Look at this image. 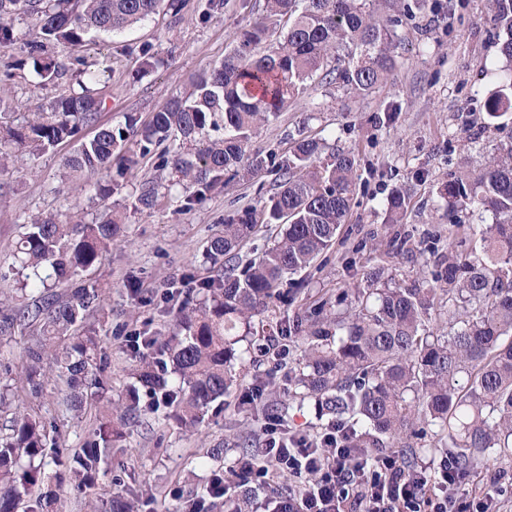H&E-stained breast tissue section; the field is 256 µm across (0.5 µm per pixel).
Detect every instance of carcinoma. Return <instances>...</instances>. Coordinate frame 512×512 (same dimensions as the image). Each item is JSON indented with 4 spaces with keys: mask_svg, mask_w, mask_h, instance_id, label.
<instances>
[{
    "mask_svg": "<svg viewBox=\"0 0 512 512\" xmlns=\"http://www.w3.org/2000/svg\"><path fill=\"white\" fill-rule=\"evenodd\" d=\"M162 3L182 18L185 0H0V49L21 42L24 53L3 64L0 90L28 64L44 85L73 75L78 85L19 124L0 115V168L8 167L15 148L38 156L72 142L66 177L100 176L93 188L103 207L90 222L37 214L22 224L10 267L24 272L21 299L0 306V335L18 330L27 336L20 364L4 366L10 383L0 391V408L15 407L8 433L0 436V512H63L71 496L84 512H143L149 497L142 489L97 495L108 463L124 455L127 431L140 424L139 387L150 390L152 413L197 430L238 386L234 345L254 334L256 322L269 332L254 349L275 366L282 353L272 337H298L288 397L330 416L337 442L377 452L395 447L412 471L415 439L428 430L462 474L490 458L512 459V142L500 145L475 179L457 178L440 191L446 205L489 212L494 222L482 229L479 243L460 240L443 254L444 271L429 287H403L377 266L364 273L366 287L353 289L346 311L322 298L301 315L277 316L288 277L336 242L354 198L358 158L301 136L278 159L251 151L252 137L313 83L335 84L354 96L387 83L396 27L411 6L404 0H265L264 14L189 92L172 97L147 122L128 112L123 124L97 126L84 136L96 126L103 100L78 49L90 34L142 22ZM492 7L507 65L492 72L497 90L487 105L490 119L512 109V0H492ZM23 19L31 20L34 36L17 28ZM55 46L69 49L66 61L50 54ZM133 138L141 155L175 171L183 211L227 179L273 172L275 180L261 208L244 209L211 238L209 275L190 271L168 284L160 313L175 331L165 339L157 329H138V385L114 403L103 350L107 330L96 319L110 305L112 289L83 277L102 265L121 230L108 201L122 192L135 163L127 149ZM159 199L158 187L145 183L139 209L150 211ZM406 207L404 194L393 191L386 223H401ZM272 224L279 225L272 246L241 263L243 245ZM445 308L448 332L435 334L428 323ZM51 383L67 393L74 417L95 414L92 430L65 454L52 422L20 409L42 398ZM240 405L267 419L286 415L273 401ZM176 499L179 512L220 506L207 485L178 490Z\"/></svg>",
    "mask_w": 512,
    "mask_h": 512,
    "instance_id": "1",
    "label": "carcinoma"
}]
</instances>
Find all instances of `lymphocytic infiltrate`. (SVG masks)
<instances>
[{"label": "lymphocytic infiltrate", "instance_id": "f902f5d3", "mask_svg": "<svg viewBox=\"0 0 512 512\" xmlns=\"http://www.w3.org/2000/svg\"><path fill=\"white\" fill-rule=\"evenodd\" d=\"M298 478L296 490L270 499L261 491L281 475ZM233 481H220L224 512H240L241 492L270 512H497L493 496L463 491L454 461L444 457L408 471L396 454L338 444L335 427L313 438L290 435L272 422L258 452L234 462Z\"/></svg>", "mask_w": 512, "mask_h": 512}]
</instances>
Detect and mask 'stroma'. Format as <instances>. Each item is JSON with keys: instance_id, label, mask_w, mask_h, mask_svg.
<instances>
[{"instance_id": "stroma-1", "label": "stroma", "mask_w": 512, "mask_h": 512, "mask_svg": "<svg viewBox=\"0 0 512 512\" xmlns=\"http://www.w3.org/2000/svg\"><path fill=\"white\" fill-rule=\"evenodd\" d=\"M198 2L189 0L191 8L181 21L162 10L130 29L86 43L81 53L104 99L99 124H119L128 112L150 119L171 96L188 91L199 72L221 62L264 6V0H224L223 11L202 19L193 10ZM494 31L490 0H421L398 28L401 44L392 82L363 98L332 84L316 85L257 131L252 148L265 154H287L289 136L301 131L337 149L354 151L360 159L354 202L338 241L300 273L306 295L280 303V314L290 317L304 311L306 300L335 299L343 289L364 287L363 270L377 265L385 266L397 283L422 284L439 271L435 254L445 251L453 225L492 223L491 213L447 208L439 190L451 177H475L497 147L512 139V116L487 119L495 88L490 72L506 64ZM141 45L152 47L159 64L140 78L136 72L141 59L134 49ZM68 89V84L44 86L29 71L17 72L7 91L14 119L26 118ZM386 112L394 113L392 124L379 123ZM71 151L68 143L41 156L20 149L8 170L0 173L1 264L10 263L28 216L77 215L87 222L95 216L97 202L76 195L60 179ZM125 181L122 195L112 199L113 210L122 217V233L108 261L93 274L112 287L107 352L116 398L135 381L126 333L145 325L162 328L157 304L167 283L185 270H201L207 243L224 220L258 206L273 187L269 175L237 179L218 187L192 210L182 211L177 203L182 186L174 184L170 170L156 169L152 158L138 159ZM146 182L165 187L167 193L154 211L142 213L134 203L140 184ZM396 189L407 193L409 206L401 223L393 226L385 223L384 208ZM398 231L410 236L398 253L373 250V243L387 241ZM130 278L139 285L138 296L125 288ZM266 425L261 414L245 412L234 396L195 432L146 415L126 437L121 474L153 494L155 512H175L173 491L184 485L187 472H195L198 486L210 474L200 466V456L223 449L218 466L228 469L243 445L259 446ZM465 485L498 488L502 512H512V461L480 467Z\"/></svg>"}]
</instances>
